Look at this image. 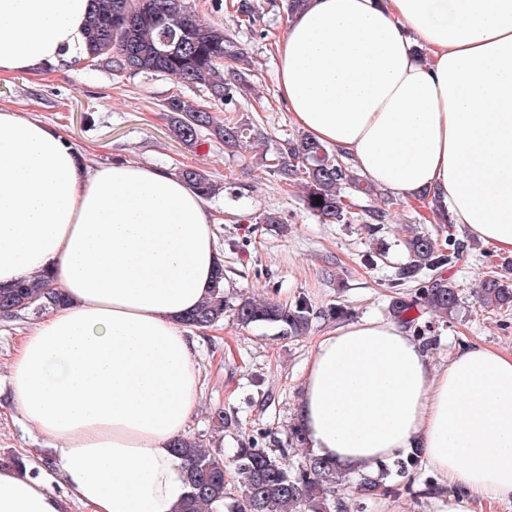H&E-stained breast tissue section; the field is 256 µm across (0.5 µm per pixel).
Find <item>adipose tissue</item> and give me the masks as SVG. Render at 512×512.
<instances>
[{"instance_id":"1","label":"adipose tissue","mask_w":512,"mask_h":512,"mask_svg":"<svg viewBox=\"0 0 512 512\" xmlns=\"http://www.w3.org/2000/svg\"><path fill=\"white\" fill-rule=\"evenodd\" d=\"M90 0H0V77L80 59ZM292 122L405 199L431 195L512 253V0H306L277 45ZM218 219L168 171L90 165L64 132L0 108V284L48 272L67 301L8 367L59 489L0 467V512H176L172 452L197 407L183 317L221 260ZM300 422L318 456L371 471L421 449L444 512L512 501V353L461 346L434 368L399 323L314 343Z\"/></svg>"}]
</instances>
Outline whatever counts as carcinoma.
I'll return each instance as SVG.
<instances>
[{
  "label": "carcinoma",
  "instance_id": "1",
  "mask_svg": "<svg viewBox=\"0 0 512 512\" xmlns=\"http://www.w3.org/2000/svg\"><path fill=\"white\" fill-rule=\"evenodd\" d=\"M84 61L87 65L105 62L114 75L123 77L139 72L171 75L180 82L202 87L212 100L228 105L249 87L248 79L233 72L225 78L226 61L241 60L234 41L224 29L204 25L187 0H93V9L84 30ZM169 130L188 148L200 144L208 135L228 148L259 142L264 135L255 126L239 124L228 117L218 121L199 102L178 94L165 104ZM280 180L302 177L307 208L331 224L351 223L352 211L345 191L374 196L379 190L363 181L350 163L336 150L309 136L282 141L273 159L260 156V162ZM178 178L204 198L219 193L217 182L200 168H182ZM408 261L396 276L402 281H418L424 272V302L444 314L460 306V294L439 271L460 258L459 248L445 253L428 234L415 233L405 240ZM485 305L512 306V286L500 277L486 278L476 291ZM65 303L62 290L51 286L48 276L0 287V320L9 322ZM229 315L239 325L274 324L291 336L306 333L310 304L301 299L293 305L240 297L234 301L224 295V264L217 266L209 296L183 318V324L199 331L224 321ZM173 451L185 464L188 492L179 512H214L218 503L224 512H344L342 468L304 450L296 467L284 464L263 448H240L235 465L203 447L200 439L184 435L173 443ZM249 492L247 499L230 496L226 476ZM383 488V477L363 476L355 484L359 494Z\"/></svg>",
  "mask_w": 512,
  "mask_h": 512
}]
</instances>
